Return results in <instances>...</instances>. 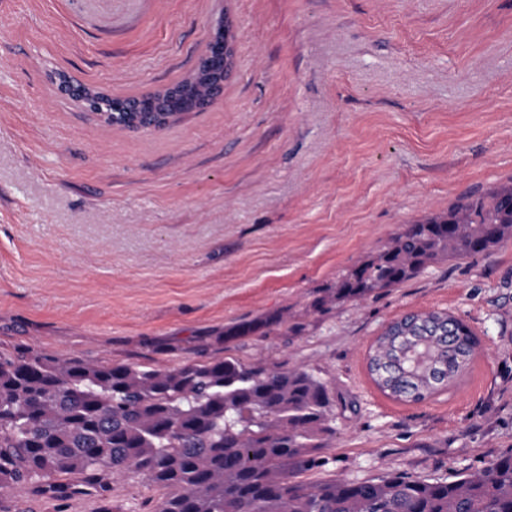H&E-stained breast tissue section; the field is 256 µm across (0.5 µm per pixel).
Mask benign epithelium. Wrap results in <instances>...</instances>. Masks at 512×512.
<instances>
[{
  "mask_svg": "<svg viewBox=\"0 0 512 512\" xmlns=\"http://www.w3.org/2000/svg\"><path fill=\"white\" fill-rule=\"evenodd\" d=\"M237 33L229 20L221 21L211 32L204 52L198 58L192 77L179 85H171L156 93L161 107L152 112L125 109L124 121L131 130H163L169 120L182 112L201 111L210 106L224 92V84L232 76L235 66ZM57 90L68 98L80 101L97 118L112 123V113L100 106L101 93L73 82L62 72L53 74Z\"/></svg>",
  "mask_w": 512,
  "mask_h": 512,
  "instance_id": "7a95c632",
  "label": "benign epithelium"
}]
</instances>
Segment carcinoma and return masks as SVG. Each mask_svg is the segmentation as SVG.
Wrapping results in <instances>:
<instances>
[{
  "instance_id": "1",
  "label": "carcinoma",
  "mask_w": 512,
  "mask_h": 512,
  "mask_svg": "<svg viewBox=\"0 0 512 512\" xmlns=\"http://www.w3.org/2000/svg\"><path fill=\"white\" fill-rule=\"evenodd\" d=\"M512 241V186L464 197L407 225L336 277L312 307L355 302L415 278L428 264ZM286 325L240 322L232 344ZM478 340L446 312L405 316L370 352L377 388L424 401L454 383ZM336 394L308 369L246 366L232 357L172 369L0 351V512L19 483L49 499L92 495L113 512L114 479L159 492L155 512H512V453L456 479L301 476L329 464Z\"/></svg>"
}]
</instances>
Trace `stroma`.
Wrapping results in <instances>:
<instances>
[{
  "label": "stroma",
  "mask_w": 512,
  "mask_h": 512,
  "mask_svg": "<svg viewBox=\"0 0 512 512\" xmlns=\"http://www.w3.org/2000/svg\"><path fill=\"white\" fill-rule=\"evenodd\" d=\"M231 18L222 97L160 132L92 117L188 77ZM512 182V0H0V350L174 368H306L336 393L329 465L448 479L512 452V242L319 313L406 225ZM446 311L480 346L421 403L383 394L386 326ZM300 325L223 345L226 328ZM52 78L57 90L62 95L77 99L90 114L112 125V103L119 102L117 99L106 96L102 100L104 111L99 103L102 94L97 90L86 85L75 84L68 75L62 72L54 73Z\"/></svg>",
  "instance_id": "stroma-1"
}]
</instances>
